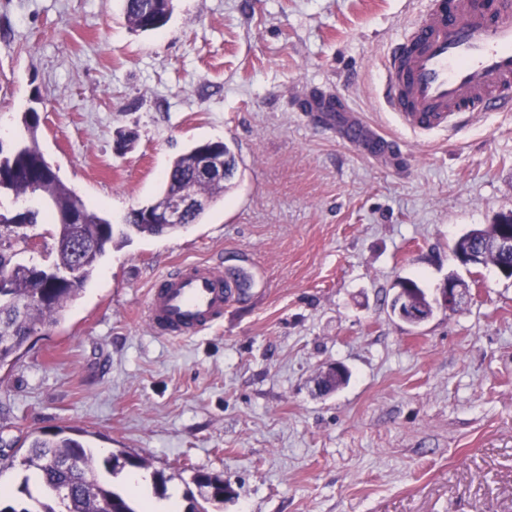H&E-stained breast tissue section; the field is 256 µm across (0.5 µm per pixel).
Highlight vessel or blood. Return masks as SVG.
Wrapping results in <instances>:
<instances>
[{"label":"vessel or blood","instance_id":"b4317fda","mask_svg":"<svg viewBox=\"0 0 512 512\" xmlns=\"http://www.w3.org/2000/svg\"><path fill=\"white\" fill-rule=\"evenodd\" d=\"M384 70V103L406 129L456 131L475 112L512 111V0H427L396 41ZM327 125L343 122L349 143L389 150L392 139L358 114L314 105ZM243 269L216 271L208 263L181 264L151 284L144 316L167 339L196 336L214 327L225 309L248 294Z\"/></svg>","mask_w":512,"mask_h":512}]
</instances>
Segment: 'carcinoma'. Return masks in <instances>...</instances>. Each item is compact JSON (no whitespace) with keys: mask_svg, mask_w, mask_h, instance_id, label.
Instances as JSON below:
<instances>
[{"mask_svg":"<svg viewBox=\"0 0 512 512\" xmlns=\"http://www.w3.org/2000/svg\"><path fill=\"white\" fill-rule=\"evenodd\" d=\"M172 0H125L129 23L142 32L162 28L169 20ZM28 139L0 155V182L3 191L13 194L15 202L35 199L51 210L52 220L72 212L81 224H54L55 258L50 266L15 260L16 246L29 248L34 236H0V366L11 361L38 330L58 323L62 312L77 297L90 279L99 260L105 256L114 236V225L107 218L90 211L80 197L54 172L43 154L37 137L39 117L31 111L25 119ZM198 146L178 156L164 177L161 196L185 187L215 202L224 195V181L194 180ZM160 201L129 213L128 227L142 236L174 233L181 224H148L138 215L156 210ZM41 211L31 208L18 217L0 211V226L15 224L35 227ZM499 224L477 227L461 235L453 252L478 251L485 264L512 267V252H505L498 242ZM119 457L99 459L88 443L67 436L63 431L36 433L22 466L28 471L20 486L21 496L4 498L0 494V512H143L135 501L113 489L112 483L99 477L100 468L114 472Z\"/></svg>","mask_w":512,"mask_h":512,"instance_id":"obj_1","label":"carcinoma"}]
</instances>
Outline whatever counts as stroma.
I'll return each mask as SVG.
<instances>
[{"mask_svg":"<svg viewBox=\"0 0 512 512\" xmlns=\"http://www.w3.org/2000/svg\"><path fill=\"white\" fill-rule=\"evenodd\" d=\"M425 4L172 0L143 33L124 0H0V145L39 112L41 150L88 209L123 224L202 142L238 160L199 223L115 235L58 324L0 367L9 490L27 435L63 429L144 459L157 501L196 472L224 476L236 496L209 512H512V278L480 269L466 302L418 327L390 311L400 279L435 299L467 278L455 240L512 211V112L420 134L381 102V61ZM324 92L401 163L316 124ZM184 262L242 266L255 286L173 341L142 309ZM333 364L350 379L321 393Z\"/></svg>","mask_w":512,"mask_h":512,"instance_id":"1","label":"stroma"}]
</instances>
